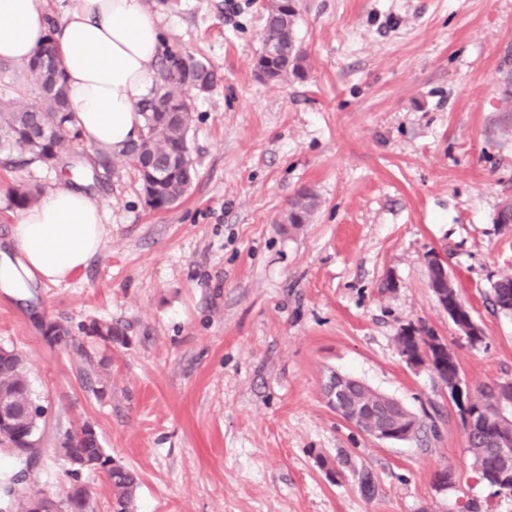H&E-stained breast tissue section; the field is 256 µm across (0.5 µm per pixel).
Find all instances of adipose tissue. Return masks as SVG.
I'll use <instances>...</instances> for the list:
<instances>
[{
    "mask_svg": "<svg viewBox=\"0 0 512 512\" xmlns=\"http://www.w3.org/2000/svg\"><path fill=\"white\" fill-rule=\"evenodd\" d=\"M47 38L86 143L109 150L136 138L161 41L144 0H76L54 25L39 0H0V60L29 61ZM103 234L100 206L81 186L50 191L20 213L6 239L11 255L0 261V289L65 280L100 250Z\"/></svg>",
    "mask_w": 512,
    "mask_h": 512,
    "instance_id": "obj_1",
    "label": "adipose tissue"
}]
</instances>
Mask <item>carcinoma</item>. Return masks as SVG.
Masks as SVG:
<instances>
[{
  "mask_svg": "<svg viewBox=\"0 0 512 512\" xmlns=\"http://www.w3.org/2000/svg\"><path fill=\"white\" fill-rule=\"evenodd\" d=\"M296 0H274L265 21L263 43L255 58V68L277 80L291 74L303 78V51L298 44L295 20ZM157 64V79L150 95L139 103L143 128L115 153L133 164L138 172L147 205L167 208L187 195L196 175L188 146L191 102L183 73L196 69L198 79L210 89L216 74L209 64L168 42ZM27 83L16 86L0 77V162L4 167L29 163L57 165L64 169L83 167L77 147L83 143L81 130L68 110L66 80L60 61L51 47L38 51L25 64ZM9 204L26 208L38 199V191L25 185L11 186L6 195ZM315 209V196L305 190L292 201L285 219L288 229L297 230L307 223ZM493 305L512 313V277H501L492 288ZM91 335L112 344H125L126 332L119 324L90 322ZM435 334L424 328L408 327L397 336L399 352L419 357L424 337ZM432 364L438 375L453 388L460 377V363L451 351L432 352ZM349 392L357 400L377 405L384 397L354 378ZM0 394L9 397L16 407L15 429L25 431L38 425L44 408L33 398L24 368L13 361L0 359ZM474 406L481 409L477 421L466 431L472 467L480 472L497 492L512 495V478L500 482L502 443L512 442V401L499 394V381L490 380L473 393ZM80 451L101 457L107 455L101 441L92 437L76 442ZM112 489L113 512H134L136 475L121 466L106 469Z\"/></svg>",
  "mask_w": 512,
  "mask_h": 512,
  "instance_id": "cac0c4a2",
  "label": "carcinoma"
}]
</instances>
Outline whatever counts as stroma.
I'll list each match as a JSON object with an SVG mask.
<instances>
[{"label":"stroma","instance_id":"stroma-1","mask_svg":"<svg viewBox=\"0 0 512 512\" xmlns=\"http://www.w3.org/2000/svg\"><path fill=\"white\" fill-rule=\"evenodd\" d=\"M164 38L208 62L191 98L196 179L145 202L135 170L89 151L84 189L104 212L101 250L76 275L19 299L0 290V345L23 353L45 409L28 486L64 496L53 449L87 422L136 472V512H512L472 468L448 391L396 338L427 327L469 388L512 379V315L490 303L512 274V0H298L304 78H262L268 0H145ZM69 171L0 167L49 192ZM318 207L285 232L290 201ZM439 255L483 332L473 344L436 302ZM125 326V345L82 331ZM68 325L66 344L46 329ZM351 375L420 421L417 438L360 432L329 404ZM344 458L327 476L319 458ZM452 475L441 486V470ZM369 471L366 498L358 484Z\"/></svg>","mask_w":512,"mask_h":512}]
</instances>
